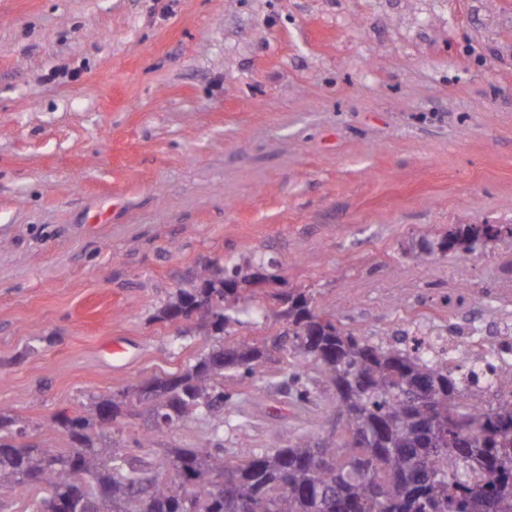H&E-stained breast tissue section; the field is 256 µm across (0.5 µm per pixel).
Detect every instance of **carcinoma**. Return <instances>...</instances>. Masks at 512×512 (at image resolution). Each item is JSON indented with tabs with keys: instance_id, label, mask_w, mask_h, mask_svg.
<instances>
[{
	"instance_id": "cac0c4a2",
	"label": "carcinoma",
	"mask_w": 512,
	"mask_h": 512,
	"mask_svg": "<svg viewBox=\"0 0 512 512\" xmlns=\"http://www.w3.org/2000/svg\"><path fill=\"white\" fill-rule=\"evenodd\" d=\"M486 242L512 238V227L464 224L440 239L424 237L414 258L436 252H471L480 232ZM261 257H242L221 267L204 266L195 286L179 288L157 319L200 316L209 336L222 338L242 324L240 293L263 278ZM284 310L264 308L263 318L286 317L271 343L242 336L227 358L207 353L195 364L124 391L125 398L94 401L84 411L57 414L54 427L71 448L60 454L41 442L21 443L27 425L0 409V492L45 488L28 512L63 499L79 478L88 479L93 512H512V395L492 391L482 405L471 399L482 375L469 370V386L448 371V361L421 348L402 331L394 342H373L344 327L330 309L313 306L303 292L279 298ZM288 347L294 404L311 397L303 376L317 370L340 415V439L319 442L302 434L286 448L246 449L224 457V430L237 419L224 406L232 394L226 374L260 382L270 348ZM134 407L151 431L112 447V425ZM192 420H205L210 434L193 448L166 449L164 480L152 481L149 459L155 437ZM207 499L191 498L192 489Z\"/></svg>"
}]
</instances>
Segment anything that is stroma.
<instances>
[{
	"label": "stroma",
	"mask_w": 512,
	"mask_h": 512,
	"mask_svg": "<svg viewBox=\"0 0 512 512\" xmlns=\"http://www.w3.org/2000/svg\"><path fill=\"white\" fill-rule=\"evenodd\" d=\"M458 224L512 227V0H0V407L34 440L212 350L156 314L241 256L249 309L304 292L386 344L466 316L462 275L511 328L512 246L409 258ZM290 370L225 378V448L325 437Z\"/></svg>",
	"instance_id": "1"
}]
</instances>
